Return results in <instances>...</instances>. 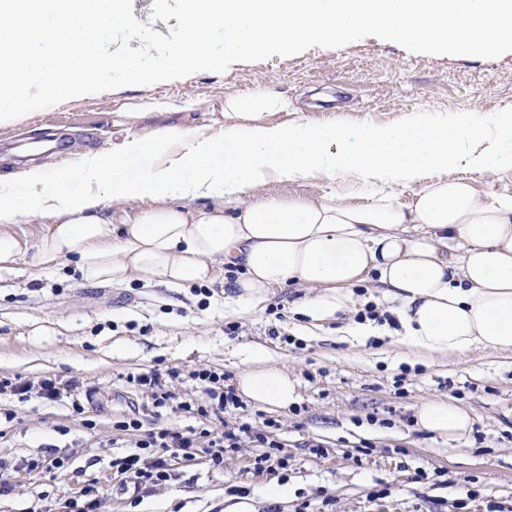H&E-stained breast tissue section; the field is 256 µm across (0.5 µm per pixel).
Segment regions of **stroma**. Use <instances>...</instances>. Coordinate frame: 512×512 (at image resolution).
Wrapping results in <instances>:
<instances>
[{
  "mask_svg": "<svg viewBox=\"0 0 512 512\" xmlns=\"http://www.w3.org/2000/svg\"><path fill=\"white\" fill-rule=\"evenodd\" d=\"M264 88L288 97L297 116L350 125L391 124L408 112L443 114L478 108L512 116V52L495 59L413 54L367 37L339 47H312L289 57L232 64L161 82L149 91L127 86L76 97L0 130V176L23 168L20 153L38 144L42 165L71 164L108 152L126 132L112 115L131 98L165 102L168 121L206 128L211 96ZM202 106L184 113L186 100ZM288 294L272 297L263 316H224L222 289L115 288L77 274L37 282L14 277L0 290V380L28 382L25 396L0 392V457L13 470L0 512H65L79 482L99 480V512H224L250 499L257 512H512V355L476 351L417 362L375 344L315 340L300 330ZM56 323L59 336L33 345L34 323ZM264 343L298 381V402L269 410L242 402L203 418L155 408L154 391L132 377L161 369L177 401L212 407L208 369L235 387L232 347ZM78 387L84 406L40 397L41 380ZM439 397L472 416L463 438L444 444L417 428L419 406ZM139 419L142 431H123ZM265 428L288 457L284 470L257 469L249 441L224 451V465L189 464L169 456V480L141 488L124 481L117 462L136 448L143 430H208L223 436L242 424ZM58 458L62 472L31 470ZM286 484L284 499L263 496Z\"/></svg>",
  "mask_w": 512,
  "mask_h": 512,
  "instance_id": "obj_1",
  "label": "stroma"
}]
</instances>
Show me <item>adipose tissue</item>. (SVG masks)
<instances>
[{
  "instance_id": "ef3b65f1",
  "label": "adipose tissue",
  "mask_w": 512,
  "mask_h": 512,
  "mask_svg": "<svg viewBox=\"0 0 512 512\" xmlns=\"http://www.w3.org/2000/svg\"><path fill=\"white\" fill-rule=\"evenodd\" d=\"M292 109L264 90L229 96L207 132L162 123L165 103L146 100L114 113L129 134L111 153L0 178V284L67 265L83 281L119 288L219 284L225 316L238 319L290 289L309 335L332 325L337 341L384 338L408 356L512 354V193L477 192L457 174L512 172V120L421 110L351 126L292 120ZM120 163L136 174L114 175ZM77 179L83 191H67ZM308 179L325 192L265 191ZM401 189L412 190L410 202L399 201ZM360 287L376 292L388 320H356ZM230 355L243 397L279 410L298 401L295 378L262 343ZM416 417L445 442L472 424L437 398Z\"/></svg>"
}]
</instances>
